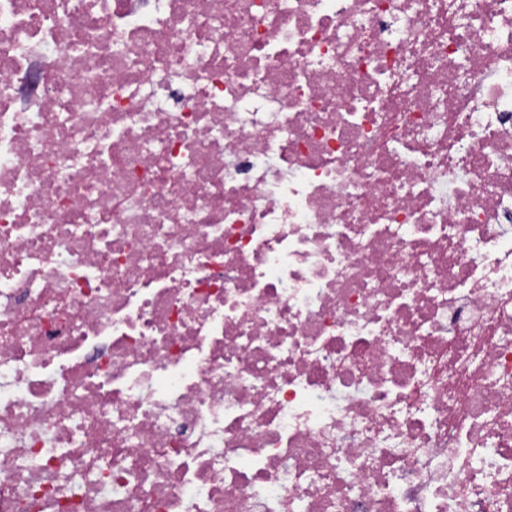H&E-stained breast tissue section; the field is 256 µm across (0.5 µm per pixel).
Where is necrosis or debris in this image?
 <instances>
[{
    "label": "necrosis or debris",
    "mask_w": 512,
    "mask_h": 512,
    "mask_svg": "<svg viewBox=\"0 0 512 512\" xmlns=\"http://www.w3.org/2000/svg\"><path fill=\"white\" fill-rule=\"evenodd\" d=\"M0 512H512V0H0Z\"/></svg>",
    "instance_id": "obj_1"
}]
</instances>
